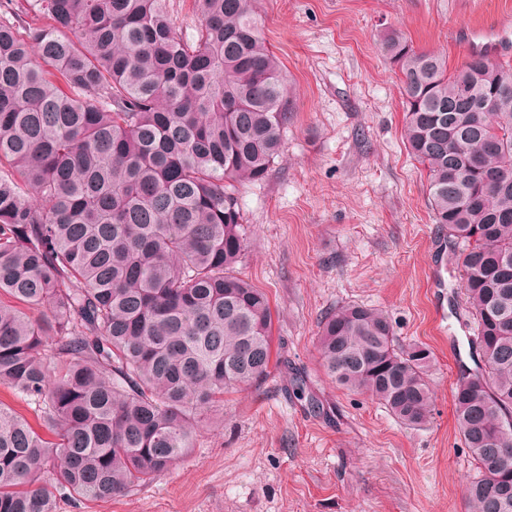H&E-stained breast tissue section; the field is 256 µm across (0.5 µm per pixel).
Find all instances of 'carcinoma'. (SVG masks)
Segmentation results:
<instances>
[{
    "label": "carcinoma",
    "mask_w": 512,
    "mask_h": 512,
    "mask_svg": "<svg viewBox=\"0 0 512 512\" xmlns=\"http://www.w3.org/2000/svg\"><path fill=\"white\" fill-rule=\"evenodd\" d=\"M195 2L189 38L166 0H0V385L36 417L0 402V512L137 490L224 392L271 373L269 299L235 273L236 184L280 155L287 85L252 0ZM380 51L476 324L480 367L453 393L466 494L512 512V62L451 71L397 31ZM317 345L336 385L427 423L431 351L398 348L383 312L340 307Z\"/></svg>",
    "instance_id": "obj_1"
}]
</instances>
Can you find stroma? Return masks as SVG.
I'll return each instance as SVG.
<instances>
[{"mask_svg":"<svg viewBox=\"0 0 512 512\" xmlns=\"http://www.w3.org/2000/svg\"><path fill=\"white\" fill-rule=\"evenodd\" d=\"M293 112L268 177L239 184L250 227L241 276L268 295L266 380L224 396L168 473L107 502L56 495L55 512H471L473 473L452 388L472 364L473 317L402 139L401 76L378 50L402 30L457 66L472 44L512 58V0H253ZM386 313L401 348L433 353L429 422L410 427L336 386L316 349L336 307Z\"/></svg>","mask_w":512,"mask_h":512,"instance_id":"stroma-1","label":"stroma"}]
</instances>
